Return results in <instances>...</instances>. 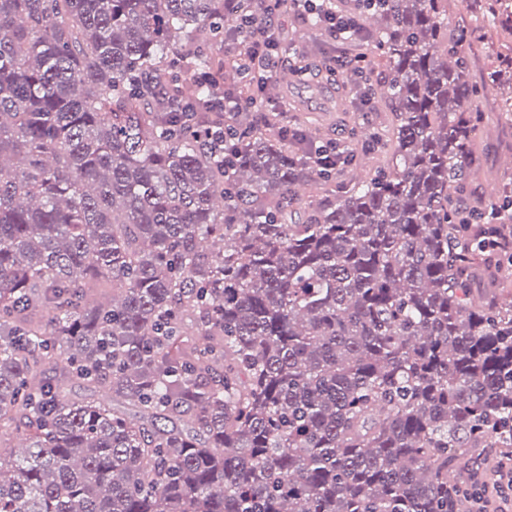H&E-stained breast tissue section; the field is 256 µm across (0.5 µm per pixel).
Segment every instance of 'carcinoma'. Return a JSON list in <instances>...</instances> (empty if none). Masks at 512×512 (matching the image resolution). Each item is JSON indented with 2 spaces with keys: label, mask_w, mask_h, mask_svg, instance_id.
Wrapping results in <instances>:
<instances>
[{
  "label": "carcinoma",
  "mask_w": 512,
  "mask_h": 512,
  "mask_svg": "<svg viewBox=\"0 0 512 512\" xmlns=\"http://www.w3.org/2000/svg\"><path fill=\"white\" fill-rule=\"evenodd\" d=\"M468 7L354 0L391 162L338 187L210 109L247 70L224 0H0V512H456L457 469L512 454V174L466 195L512 6Z\"/></svg>",
  "instance_id": "obj_1"
}]
</instances>
